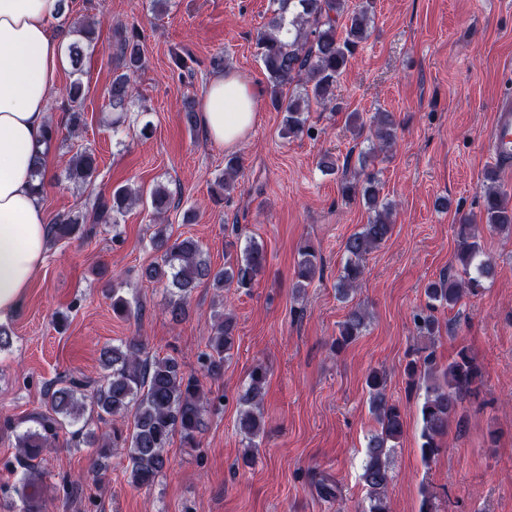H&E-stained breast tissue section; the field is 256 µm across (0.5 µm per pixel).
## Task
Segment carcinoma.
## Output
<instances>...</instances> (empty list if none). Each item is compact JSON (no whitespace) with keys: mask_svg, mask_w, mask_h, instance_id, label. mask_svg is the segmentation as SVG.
Returning <instances> with one entry per match:
<instances>
[{"mask_svg":"<svg viewBox=\"0 0 512 512\" xmlns=\"http://www.w3.org/2000/svg\"><path fill=\"white\" fill-rule=\"evenodd\" d=\"M271 16L255 38L256 57L266 74V96L269 105L283 113L281 134L298 138L309 132L307 114L311 104L336 110V87L357 47L369 36L373 19L372 0L357 5L349 0H272ZM346 18L343 32L337 31L338 18ZM77 38L68 46V56L74 70L82 65L86 41L92 32L84 27L73 28ZM118 65L108 88L109 103L116 113L113 125L120 126L123 114L137 99L136 75L146 66L141 37L136 30L119 34ZM299 84L303 92H292ZM85 89L76 79L67 89L66 125L75 131L86 123L83 101ZM395 117L391 112H378L373 120V135L382 145L397 139ZM240 167L239 158H224V174L216 178L211 196L219 202L235 187ZM95 152L82 149L73 154L65 168L66 179L73 184L91 183L97 178ZM345 199L361 197L371 211L368 223L361 231L347 237L343 243L346 256L336 283L338 297L347 301L363 279L367 256L388 241L393 233L390 204L379 200V181L369 172L359 178L344 179L340 185ZM483 218L489 227L512 233V195L500 190L492 177L482 191ZM173 195L168 187L157 184L145 190L122 185L112 193L96 195L90 201V215H60L48 224L49 242L90 237L97 224H116L132 205L151 208L161 213L171 208ZM457 249L455 273L442 275L424 289L425 307L413 316L416 335L429 341L440 336V325L434 312L440 307H455L466 294L476 295L484 289L493 266L484 258L481 244L473 233V225L463 223L456 229ZM152 250L159 257L141 269V279L162 286L170 295L168 312L179 321L186 316L194 290L202 283L221 290L234 287L248 291L263 271L267 253L253 238L240 244L225 243L228 254L224 267L214 269L204 256L198 240L191 236L172 237L161 226L150 239ZM323 271L316 248L306 243L299 247L295 268L294 288H307ZM215 325L208 338L207 351L199 359L203 370L215 376L224 367V359L235 346L236 321L226 313L214 315ZM366 310L356 304L338 324L333 349L340 352L353 343L366 329ZM143 346L130 341L124 346L106 347L101 353V372L93 380L69 375L49 383L44 390L45 409L31 414L30 426L17 431L18 425L9 420L4 430L15 435L18 448L16 467L21 469L20 486L16 493L22 503L19 512H32L33 505L26 490L37 484L43 451L59 432L67 430L75 447H120L128 462L129 481L140 488L153 486L167 465L166 448L174 435H180L184 445L199 446L204 414L210 405L200 378L183 370L174 357L149 359L142 357ZM410 388L424 389L419 412L421 418L420 453L426 463L433 462L442 452L443 439L460 405L478 395L483 372L475 357L465 348L444 367L437 366L433 353L412 360L405 367ZM267 382V370L255 365L244 392L238 397L240 406L237 429L249 452L243 463L255 461L256 439L263 432L261 403ZM369 408L378 428L366 443L361 479L367 489L362 512H390L387 488L392 480L391 451L404 434V419L398 404L388 396L386 374L377 369L365 379ZM100 421L130 418L127 431L113 428L109 442L100 445L85 432L86 413Z\"/></svg>","mask_w":512,"mask_h":512,"instance_id":"carcinoma-1","label":"carcinoma"}]
</instances>
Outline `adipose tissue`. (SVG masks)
<instances>
[{
    "label": "adipose tissue",
    "mask_w": 512,
    "mask_h": 512,
    "mask_svg": "<svg viewBox=\"0 0 512 512\" xmlns=\"http://www.w3.org/2000/svg\"><path fill=\"white\" fill-rule=\"evenodd\" d=\"M60 14L61 0H0V319L21 307L46 260L47 220L32 174L64 66L50 27ZM260 99L238 74L213 77L199 113L207 140L236 149L257 121Z\"/></svg>",
    "instance_id": "obj_1"
}]
</instances>
